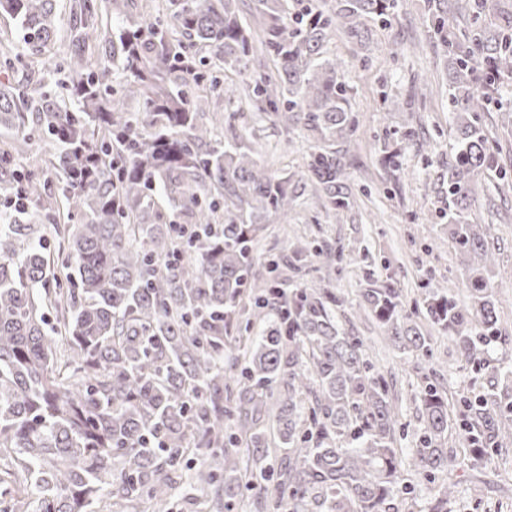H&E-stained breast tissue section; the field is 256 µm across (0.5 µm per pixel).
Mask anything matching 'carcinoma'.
<instances>
[{
  "instance_id": "carcinoma-1",
  "label": "carcinoma",
  "mask_w": 512,
  "mask_h": 512,
  "mask_svg": "<svg viewBox=\"0 0 512 512\" xmlns=\"http://www.w3.org/2000/svg\"><path fill=\"white\" fill-rule=\"evenodd\" d=\"M58 2L0 0L24 31L21 50L0 51V127L12 132L0 141V512H102L108 500L164 509L191 456L202 457L191 487L224 495V512L247 499L255 512H398L406 468L432 476L455 462L448 395L423 374L420 446L406 458L394 447L397 397L362 339L341 330L336 289L280 282L316 259L339 265L342 252L313 241L254 270L264 224L288 216L306 184L269 171L244 134L219 139L224 121L207 127L198 108L204 94L245 100L308 131V180L326 211L348 209L356 118L325 47L338 32L366 46V21L387 24L400 0H307L297 11V0H256L258 40L236 0H165L147 17L134 16L137 0H70L64 29ZM484 2L425 0L458 114L448 227L469 278L467 301L448 284L423 304L477 365L499 318L489 228L470 213L479 178L508 181L483 114L490 89L512 79V14L488 37ZM460 13L472 30L463 41L450 25ZM61 37L70 51L59 66ZM103 40L112 56L92 69ZM208 53L222 76L206 69ZM243 68L253 81L231 78ZM416 137L409 124L381 145L396 181L401 143ZM37 139L58 151L20 167ZM363 278V309L385 339L428 355L396 279ZM243 316L258 332L231 335ZM467 407L476 455L512 446L500 421L512 393L491 387Z\"/></svg>"
}]
</instances>
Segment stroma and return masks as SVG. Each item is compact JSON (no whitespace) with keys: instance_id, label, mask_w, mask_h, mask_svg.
Instances as JSON below:
<instances>
[{"instance_id":"35a3bbf8","label":"stroma","mask_w":512,"mask_h":512,"mask_svg":"<svg viewBox=\"0 0 512 512\" xmlns=\"http://www.w3.org/2000/svg\"><path fill=\"white\" fill-rule=\"evenodd\" d=\"M329 56L344 63V79L358 120L351 146L349 181L355 203L336 215L326 214L312 191H305L288 217L270 216L256 249L258 260L280 251L306 235L343 250L340 272H329L314 262L309 280L329 281L345 303L338 312L342 327L365 341L366 356L393 381L403 396L397 447L411 451L418 445L421 412L414 396L423 372L437 373L447 390L450 406L449 443L456 457L451 475L425 476L407 469V494L397 499L399 512H428L444 486L455 483L457 493L448 512H512V447L474 457L464 432L463 401L486 390L500 370L512 367V189L501 180L486 179L472 207L476 223L488 225L496 254L491 271L496 291L500 335L491 345L483 365L466 362L447 332L426 319V287L456 284L465 297L467 273L448 233V162L454 142L453 114L448 104L446 61L426 22L423 0H405L391 25L375 28L367 50L353 52L345 37L326 47ZM415 97V114L405 101ZM416 119L430 145L417 142L403 147L400 183H393L380 155V143L408 119ZM248 131L260 160L274 174L301 177L305 156L314 140L299 127L248 116ZM373 268L377 277L396 274L406 309L431 338V353L418 357L401 353L384 339V331L361 307L362 271Z\"/></svg>"}]
</instances>
